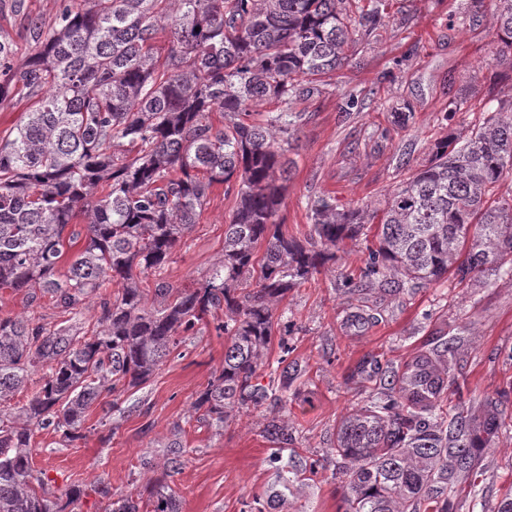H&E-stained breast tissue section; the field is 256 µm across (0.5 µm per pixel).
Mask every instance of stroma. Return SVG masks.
I'll list each match as a JSON object with an SVG mask.
<instances>
[{
    "label": "stroma",
    "mask_w": 512,
    "mask_h": 512,
    "mask_svg": "<svg viewBox=\"0 0 512 512\" xmlns=\"http://www.w3.org/2000/svg\"><path fill=\"white\" fill-rule=\"evenodd\" d=\"M343 6L353 16L380 8L382 20L355 44L345 66L294 106L302 119L286 147L289 174L279 220L286 235L299 239L310 230V198L332 196L341 209L381 206L410 167L428 161L437 139L463 143L507 88L493 79L500 70L493 19L472 0H344ZM459 12L470 15L469 25L453 24ZM454 101L462 105L456 114L448 111ZM401 112L408 121H398ZM235 206V192L213 185L191 232L170 262L148 275V284L196 287L224 254V226ZM374 242L370 235L344 244L335 263L276 305L275 319L290 325L288 359L301 370L288 382L287 407L241 410L222 429L194 418L193 402L224 363L223 337L214 326L203 327L142 388L118 399L103 393L87 414L82 439L65 443L49 429L35 434L33 463L47 497L77 484L85 494L73 512H104L100 484L117 497L162 479L176 493L180 512H337L342 487L329 450L340 419L363 400L350 372L372 359L400 365L439 334L458 339L461 390L451 397L457 411L479 412L494 397L512 414V277L488 275L466 287L442 280L387 298L372 289L363 298L380 303L378 323L349 329L347 284L359 282ZM0 316H29L51 329L66 319L50 298L31 306L9 289H0ZM274 416L287 422L293 437L282 451L262 434ZM176 437L185 464L170 472L166 447ZM277 451L302 470L312 462L317 470L303 471L286 504L273 511L268 495L288 475L269 462ZM145 459L151 468L142 467ZM481 488L478 500L463 497L461 512H497L512 492V433L485 450Z\"/></svg>",
    "instance_id": "35a3bbf8"
}]
</instances>
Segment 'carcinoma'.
I'll use <instances>...</instances> for the list:
<instances>
[{
  "label": "carcinoma",
  "instance_id": "1",
  "mask_svg": "<svg viewBox=\"0 0 512 512\" xmlns=\"http://www.w3.org/2000/svg\"><path fill=\"white\" fill-rule=\"evenodd\" d=\"M343 0H83L49 23L26 17L35 44L14 63L17 45L0 34V103L27 101L23 120L0 140V288L28 304L48 295L70 315L53 330L29 317H0V512H68L85 490L48 499L34 469L32 439L52 429L64 442L83 437L102 392L145 384L207 317L227 336L224 365L193 409L218 428L242 409L288 399L258 382L272 342L274 305L336 261V249L377 225L362 279L388 296L451 274L462 285L491 271L512 277V95L458 145L444 138L428 162L387 195L383 207L340 210L322 195L309 204L310 237L282 231L278 217L288 160L281 143L298 131L295 100L348 61L359 29L378 14L351 17ZM488 4L495 55L512 71V0ZM169 34L164 57L155 40ZM276 105L262 113L260 104ZM224 121L215 124L212 113ZM236 190L224 225V255L196 288L172 294L138 275L162 269L192 226L210 188ZM83 219V249L57 276L69 225ZM265 244L262 256L257 246ZM100 330L81 334L80 318L99 289ZM377 309L359 300L346 324L365 329ZM454 340L436 339L392 370L355 368L371 383L367 403L342 418V512H460L455 488L479 493L484 449L512 428L488 399L477 415L444 409L459 389ZM34 385L22 405L15 394ZM267 439L292 433L273 417ZM185 453L168 444L175 471ZM109 512H179L172 488L156 480L112 500Z\"/></svg>",
  "mask_w": 512,
  "mask_h": 512
}]
</instances>
